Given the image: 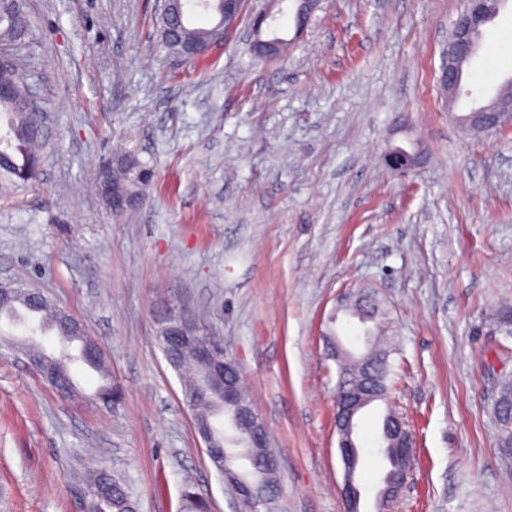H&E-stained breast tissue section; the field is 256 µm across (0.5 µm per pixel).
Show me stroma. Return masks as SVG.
I'll return each mask as SVG.
<instances>
[{"mask_svg":"<svg viewBox=\"0 0 512 512\" xmlns=\"http://www.w3.org/2000/svg\"><path fill=\"white\" fill-rule=\"evenodd\" d=\"M462 0H322L287 54L260 60L246 25L202 59L158 48L157 0H29L26 78L45 114L42 172L0 188V280L40 288L101 347L123 398H94L72 367L64 398L13 349L0 354V512H71L69 487L101 464L140 512H241L182 404L150 311L182 295L207 309L238 363L278 460L275 512H343L327 340L365 345L336 311L374 293L389 326V404L358 421L356 473L375 512L387 407L414 433L395 512H512L493 396L512 338L487 313L512 303V127L477 136L438 76ZM512 76V8L464 76L473 98ZM392 146L422 150L407 178ZM153 167L116 215L97 170L115 153Z\"/></svg>","mask_w":512,"mask_h":512,"instance_id":"1","label":"stroma"}]
</instances>
